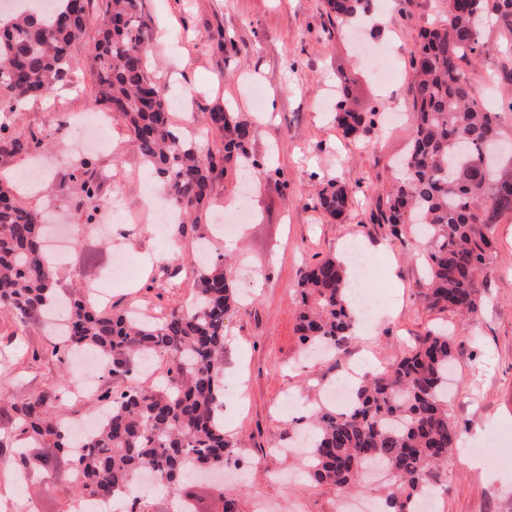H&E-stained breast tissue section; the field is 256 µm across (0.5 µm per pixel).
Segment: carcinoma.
<instances>
[{"instance_id":"obj_1","label":"carcinoma","mask_w":512,"mask_h":512,"mask_svg":"<svg viewBox=\"0 0 512 512\" xmlns=\"http://www.w3.org/2000/svg\"><path fill=\"white\" fill-rule=\"evenodd\" d=\"M372 0H325L327 16L351 21ZM447 22L425 30L409 60L413 115L403 178L387 194L376 219L398 232L401 224L425 229L429 287L427 307L472 316L482 306L484 274L498 250L494 226L512 213V157L498 161L501 113L487 108L460 63L485 53L479 26L486 0H446ZM91 0L54 2L42 12L28 6L0 23V144L35 154L43 143L15 133L5 119L25 102L41 99L71 80L72 48L92 21ZM140 0H103L96 21L95 104L111 111L130 132L133 147L159 178L178 210L174 231L185 236L207 220L212 174L260 167L252 159L251 122L237 112L211 110L206 124L219 131L218 145L178 136L165 88L149 71V46L136 22ZM374 112L341 101L336 124L347 138L375 126ZM70 178L81 198L74 209L90 222L99 208L93 159L84 157ZM353 188L330 183L315 195V208L333 221L348 213ZM46 225L41 213L0 186V307L24 327L62 305L63 333L51 356L62 364L87 351L101 357L106 372H136L145 357L163 359L167 380L158 388H107L99 399L110 412L97 429L79 437L45 397L14 406L18 448H53L73 463L68 479L79 498L113 501L144 470L156 473L174 496L203 469L235 460L224 435V321L239 304L231 270L219 254L197 267L195 292L185 305L144 319L128 310L112 313L78 290L57 301L54 272L45 261ZM298 333L310 349L343 350L359 313L352 300L348 261L334 256L303 271L297 284ZM454 335L429 331L409 352L352 390L345 413L319 406L305 421L310 438L306 471L317 485L340 491L358 488L364 472L381 465L398 483L382 512H412L431 492L435 469L448 461L459 433L448 411V367Z\"/></svg>"}]
</instances>
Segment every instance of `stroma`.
Masks as SVG:
<instances>
[{
    "label": "stroma",
    "instance_id": "obj_1",
    "mask_svg": "<svg viewBox=\"0 0 512 512\" xmlns=\"http://www.w3.org/2000/svg\"><path fill=\"white\" fill-rule=\"evenodd\" d=\"M444 18L445 0H375L361 23L340 29L329 22L324 0H140L137 22L150 46L151 74L189 103L173 110L174 124L204 108L229 107L254 124L253 153L264 164L217 174L207 223L183 237L157 231L147 200L153 178L118 120L96 156L126 220L113 224L108 237L76 222L70 199L79 186L63 176L80 160L83 135L72 120L95 109L91 37L73 51L72 86L19 114V127L42 139L46 163L38 192L25 200L75 236L54 266L60 290L107 279L113 310L158 315L191 299L199 238L219 250L234 243L232 279L245 303L225 321L222 416L237 461L224 471L223 492L208 479L186 484L199 512H222L226 493L239 512H337L339 493L311 481L304 458L286 450L293 422L318 405L319 379L338 373L335 358L303 357L295 288L306 266L354 245L380 259L370 285L383 302L350 343L364 365L392 363L428 330L459 323L423 301L427 271L413 225L396 236L371 218L399 179L395 163L409 148L408 59L422 29ZM479 33L488 51L463 70L487 107L501 113V137L512 144V15L490 11ZM344 85L366 109L398 113V123H376L361 140L344 137L334 122ZM331 179L354 190L339 223L312 200ZM244 198L253 219L232 239L215 234L218 216ZM496 235L485 304L457 337L448 409L463 443L435 473V512H512V214L502 217ZM117 246L137 261L133 279L110 278ZM56 341L42 320L19 329L0 308V385L8 391L0 399V512H74V489L64 479L68 456L30 448L18 457L12 429V403L41 394L70 418L90 411L89 398L72 395L79 367L51 355Z\"/></svg>",
    "mask_w": 512,
    "mask_h": 512
}]
</instances>
